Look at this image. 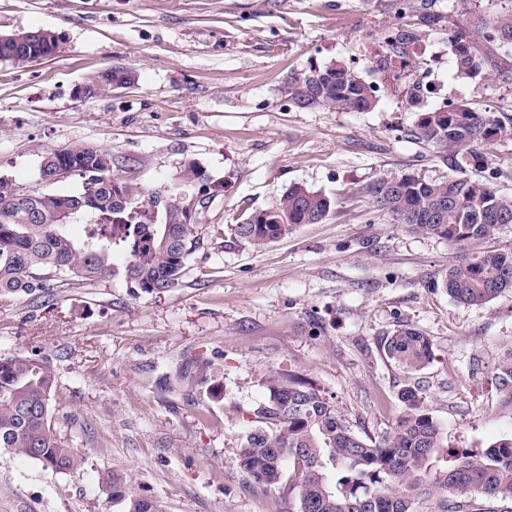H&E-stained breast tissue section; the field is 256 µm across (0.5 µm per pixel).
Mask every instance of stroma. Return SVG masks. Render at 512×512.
<instances>
[{
    "instance_id": "1",
    "label": "stroma",
    "mask_w": 512,
    "mask_h": 512,
    "mask_svg": "<svg viewBox=\"0 0 512 512\" xmlns=\"http://www.w3.org/2000/svg\"><path fill=\"white\" fill-rule=\"evenodd\" d=\"M512 0H0V34L44 29L47 58L0 60V176L23 191H82L71 173L47 184L45 154L75 144L112 155L114 177L191 211L194 247L177 288L145 294L123 275L0 299V357L47 363L54 428L83 459L62 474L0 457V512H123L102 478L129 475L166 512H298L297 495L250 485L244 432L273 373L319 389L363 435L380 437L417 387L446 449L512 436V397L497 368L512 349V292L479 307L441 282L447 241L408 232L372 203L386 174L427 179L455 164L411 135L418 113L471 104L512 118V73L466 78L451 37ZM417 67L395 76L388 35ZM342 62L375 89L368 112L299 107L314 68ZM114 66L135 82L83 100L76 90ZM464 167L512 196V137ZM195 165L200 178L185 176ZM293 185L329 196L327 219L254 250L229 230L274 207ZM422 331L433 357L408 373L386 358L399 325ZM206 364L211 395L186 363Z\"/></svg>"
}]
</instances>
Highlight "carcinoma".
I'll return each mask as SVG.
<instances>
[{
  "label": "carcinoma",
  "instance_id": "1",
  "mask_svg": "<svg viewBox=\"0 0 512 512\" xmlns=\"http://www.w3.org/2000/svg\"><path fill=\"white\" fill-rule=\"evenodd\" d=\"M512 44V10L493 18L478 16L458 30L454 54L458 73L469 77L486 64L512 72V58L500 50ZM315 91L298 82L300 106L331 112L369 111L374 89L340 62L321 70ZM411 136L449 155L462 168L482 157L487 141L512 136V120L468 103L418 115ZM86 177L83 190L70 195L28 192L17 201L0 186V297L51 295L57 286L100 281L116 275L112 251H126L123 276L131 287L161 294L177 287L193 247L194 225L183 223L185 208L164 206L165 221L154 222L135 210L139 190L112 177V156L105 149L77 145L51 151L40 177L51 182L57 169ZM126 197V207L112 201ZM373 202L407 230L437 237L459 250L442 288L456 303L482 306L512 291V250L487 249L501 229L499 217L512 220V196L499 194L474 177L427 180L414 174L379 177L367 190ZM326 195L293 185L271 209L252 213L231 225L234 239L259 249L301 224H318L330 213ZM84 224L86 237L68 226ZM400 368L418 371L433 350L420 330L401 325L382 344ZM497 381L512 396V356L499 368ZM55 376L44 363L25 356L0 359V451L23 455L58 473L77 469L81 458L54 432L50 415ZM267 395L254 411V426L244 435L238 465L251 483L297 493L299 512H418L420 501L441 490L451 496L444 512H489L490 505L512 502V438L475 451H450L446 467L433 468L443 448L441 426L421 410L417 389L401 393L406 411L389 433L362 436L319 390L296 378L271 376ZM112 500L126 512H166L162 501L132 491L123 473L102 479Z\"/></svg>",
  "mask_w": 512,
  "mask_h": 512
}]
</instances>
